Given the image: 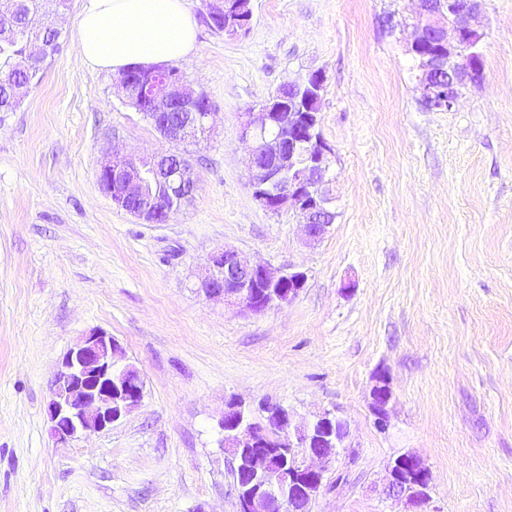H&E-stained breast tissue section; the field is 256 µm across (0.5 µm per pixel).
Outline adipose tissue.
I'll list each match as a JSON object with an SVG mask.
<instances>
[{
  "instance_id": "adipose-tissue-1",
  "label": "adipose tissue",
  "mask_w": 512,
  "mask_h": 512,
  "mask_svg": "<svg viewBox=\"0 0 512 512\" xmlns=\"http://www.w3.org/2000/svg\"><path fill=\"white\" fill-rule=\"evenodd\" d=\"M78 31L81 61L117 74L184 60L195 45L187 0H88Z\"/></svg>"
}]
</instances>
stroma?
<instances>
[{
  "label": "stroma",
  "mask_w": 512,
  "mask_h": 512,
  "mask_svg": "<svg viewBox=\"0 0 512 512\" xmlns=\"http://www.w3.org/2000/svg\"><path fill=\"white\" fill-rule=\"evenodd\" d=\"M179 62L219 123L179 144L197 176L169 223L118 208L104 155L164 152L84 65L74 0L61 50L0 112V512H237L219 421L225 399L349 424V449L311 512H404L387 462L429 467V512H512V0H484L483 78L449 112L420 106L406 52L416 0H253L236 37L206 23ZM325 77L332 149L321 242L253 199L241 117L282 83ZM306 282L252 314L197 288L223 248ZM94 329L145 383L110 429L58 444L46 403L58 361ZM390 415L370 409L377 375Z\"/></svg>",
  "instance_id": "1"
}]
</instances>
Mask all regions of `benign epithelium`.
I'll return each instance as SVG.
<instances>
[{
	"label": "benign epithelium",
	"instance_id": "1",
	"mask_svg": "<svg viewBox=\"0 0 512 512\" xmlns=\"http://www.w3.org/2000/svg\"><path fill=\"white\" fill-rule=\"evenodd\" d=\"M483 0H418L414 35L408 53L419 71V101L430 111H450L464 95L476 74L480 54L460 60L459 50L475 48L484 38L479 24ZM207 17H224V31L237 35L247 31L253 16L249 0H206ZM43 45L29 41L22 65H43ZM117 88L126 103L137 110L168 142L179 144L209 132L216 113L202 92L187 87L181 71L169 65L139 67L119 77ZM288 116H283V113ZM277 132L265 136L267 125ZM315 112H301L293 101H284L282 91L272 93L258 107L245 113L241 136L252 140L247 161L248 181L254 200L265 210L279 213L295 209L303 222L306 240L319 242L333 223L327 209L329 198L323 186L329 182L328 154L331 148L321 136ZM101 190L115 204L135 199L139 206L128 213L148 224H166L193 196V168L176 151L146 154L137 158H107L98 171ZM305 275L288 269L250 264L237 251L226 248L207 259L199 288L209 298H219L253 314L292 302L304 288ZM122 347L107 332L92 330L62 357L47 402L51 437L57 442L75 441L102 432L144 399L145 385L139 372L121 363ZM391 391L384 376H376L371 410L378 427L387 426L386 405ZM267 452L245 459L255 445L254 415L240 401L225 402L220 428L225 452L231 459L238 512H310L312 500L324 485L328 465L336 449L345 447L349 430L336 433L341 418L331 412L307 425L292 424L288 409L270 407ZM408 469L399 475L387 465L385 493L402 500L412 512H425L429 497V469L416 459L401 456Z\"/></svg>",
	"mask_w": 512,
	"mask_h": 512
}]
</instances>
